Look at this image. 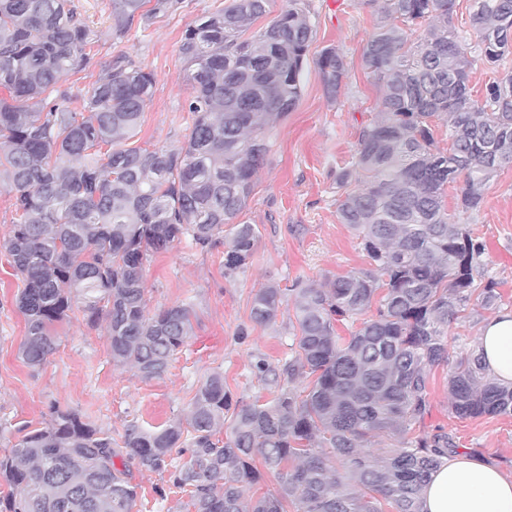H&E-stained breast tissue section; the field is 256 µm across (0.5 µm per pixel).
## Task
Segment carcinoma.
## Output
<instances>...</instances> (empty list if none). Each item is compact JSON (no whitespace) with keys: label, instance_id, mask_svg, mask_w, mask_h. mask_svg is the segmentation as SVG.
<instances>
[{"label":"carcinoma","instance_id":"1","mask_svg":"<svg viewBox=\"0 0 512 512\" xmlns=\"http://www.w3.org/2000/svg\"><path fill=\"white\" fill-rule=\"evenodd\" d=\"M148 0H112L123 37ZM270 0H232L186 30L194 119L172 149L131 145L152 97L154 76L118 54L85 95L62 87L90 67L92 31L73 0H0V187L14 221L0 248L24 288L20 356L42 365L55 326L80 311L106 322L112 361L161 377L193 333L191 306L147 310L144 264L190 239H227L224 274L252 256L255 225L240 220L268 151L265 132L302 94L311 27L304 0L249 38ZM376 8L364 61L383 88L382 110L362 126L355 161L336 170L340 223L359 239L369 268L324 284L277 283L254 295L251 314L270 324L292 306L298 334L272 376L270 401L231 403L224 374L200 383L186 421L154 430L131 422L116 439L70 409L50 406L42 428L0 457L9 491L0 512H132V470L169 472L194 512H422L420 490L440 458L457 453L448 434L421 431L429 378L449 360L448 324L471 300L493 307L495 282L474 288L485 244L448 218V188L465 210L512 164V75L469 86L473 67L512 55V0H475L472 42L453 19L455 0H362ZM424 36L413 41V27ZM335 100L347 78L333 47L317 61ZM448 129L439 147L433 120ZM375 314L368 315L370 310ZM359 326L342 336L337 327ZM448 413L458 419L512 415V386L481 356L448 371ZM391 439L376 454L372 442ZM187 456L174 462L173 449ZM276 493L246 495L260 468Z\"/></svg>","mask_w":512,"mask_h":512}]
</instances>
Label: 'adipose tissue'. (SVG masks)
<instances>
[{"label": "adipose tissue", "instance_id": "ef3b65f1", "mask_svg": "<svg viewBox=\"0 0 512 512\" xmlns=\"http://www.w3.org/2000/svg\"><path fill=\"white\" fill-rule=\"evenodd\" d=\"M480 352L492 375L512 384V312L485 322ZM422 499L423 512H512V478L484 460L454 454L431 472Z\"/></svg>", "mask_w": 512, "mask_h": 512}]
</instances>
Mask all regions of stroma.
I'll use <instances>...</instances> for the list:
<instances>
[{
	"label": "stroma",
	"mask_w": 512,
	"mask_h": 512,
	"mask_svg": "<svg viewBox=\"0 0 512 512\" xmlns=\"http://www.w3.org/2000/svg\"><path fill=\"white\" fill-rule=\"evenodd\" d=\"M230 0H178L166 12L135 18L123 38L111 29V0H73L78 16L94 33L96 53L88 74L67 76L66 86L79 94L119 53L133 67L153 73V95L141 120L135 145L175 148L193 122L188 100L191 70L181 52L187 29ZM312 36L302 78V96L294 110L268 129V152L243 215L255 224V250L243 269L224 275V244L199 248L182 241L154 254L144 268L149 311L185 303L194 311L193 334L167 373L141 379L136 370L112 363L104 328L89 327L82 314L57 325L58 348L38 367L19 355L25 319L15 298L23 287L10 258L0 249V456L23 431L41 427L50 406L78 411L94 425L121 434L132 420L152 429L186 419L201 379L219 371L232 401L264 400L273 386L260 380L256 364L278 366L292 355L295 320L281 313L260 325L251 317L255 292L262 285L296 281L323 283L366 267L359 238L337 216L335 173L349 165L358 133L380 110L381 90L364 64V47L378 16L358 0H307ZM345 58L348 78L337 100H330L316 60L324 48ZM451 222L468 224L487 245L474 284L492 281L512 310V165L485 187L480 210L463 211L454 196L446 198ZM490 309L474 302L464 318L448 329V353L457 360L478 350ZM447 364L430 377L431 412L423 430L444 431L460 450L494 463L512 475V417L458 419L448 413ZM138 498L133 512H188L187 495L168 475L135 472Z\"/></svg>",
	"instance_id": "stroma-1"
}]
</instances>
